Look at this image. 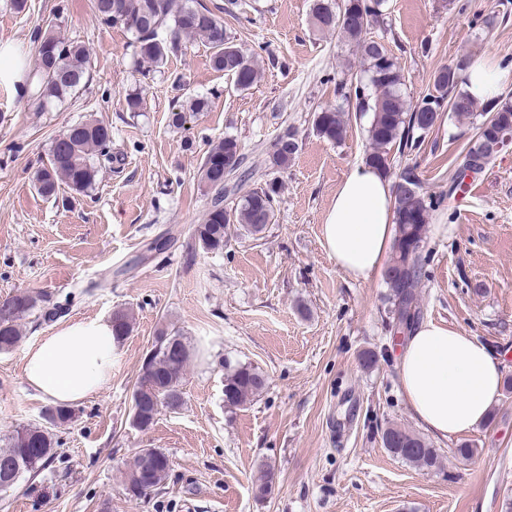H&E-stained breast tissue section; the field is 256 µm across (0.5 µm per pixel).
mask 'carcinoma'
<instances>
[{"instance_id": "carcinoma-1", "label": "carcinoma", "mask_w": 512, "mask_h": 512, "mask_svg": "<svg viewBox=\"0 0 512 512\" xmlns=\"http://www.w3.org/2000/svg\"><path fill=\"white\" fill-rule=\"evenodd\" d=\"M381 6L382 0H342L338 5L331 0H315L312 15L318 29L335 31L355 43L367 64L368 81L374 93L366 95L364 87L358 84L354 95L359 110L372 113L368 129L371 151L365 162L385 175L389 170L390 145L397 142L404 149L416 148L424 134L436 125L440 111L446 109L459 120L468 119L473 116L474 104L465 93L456 91L459 72L449 65L436 71L431 92L413 106L407 103L401 93L403 76L394 57L382 43L364 37L370 22L380 14ZM93 8L104 24L121 28L133 36L134 56L141 62L160 67L167 62L169 53L178 50L181 38H198L212 50L214 69L231 77L238 89L246 90L257 82L258 69L224 30L222 4L209 8L196 0H93ZM56 28L55 22L39 26L34 36L40 76L36 97L42 102L67 99L84 83L87 73L85 45L66 39L56 33ZM209 110L210 100L196 96L187 105L173 108L169 122L181 128L186 122V113ZM483 117L474 144L451 177L453 191L462 186L470 158L482 159V169L493 161L494 156L486 153V142L501 130H512V104L493 100ZM314 126L322 138L338 142L346 133L347 118L345 113L328 108L315 114ZM110 141L111 130L101 122L90 120L72 125L62 138L52 141L49 164L35 171L33 182L38 193L55 197L64 185L74 193L89 194L102 167L112 162V155L107 151ZM239 150L237 139L226 137L211 146L200 168V182L212 190V198L204 222L195 225L193 235L198 246L207 253L224 251L232 227L256 238L266 232L274 219V203L279 194L277 183L249 188L246 176L241 173L231 187L224 186V167ZM296 151L294 138L286 134L279 138L269 156V164L276 170H284ZM403 183L408 188L396 199V233L384 280L394 319L410 328L420 316L416 288L425 265L422 244L437 201L422 194L414 178L406 176ZM229 190L239 194L236 207L231 210L224 208V193ZM66 311L64 305L38 294L27 293L20 299H9L7 315L0 314V351H8L19 342L22 320L36 314L45 321H52ZM132 328L129 312L115 311L116 339L123 340ZM189 358V348L179 333L163 330L156 337L155 344L146 353L132 394V413L140 419L139 429H150L161 409L176 411L183 406L182 387ZM266 386V376L258 368L250 364H228L224 374V403L229 407L245 405L262 394ZM382 444L394 456L419 467L441 465L436 449L404 427H387L382 433ZM52 451L53 440L47 430L26 427L16 431L8 447L0 450V494L14 489L24 473L44 465ZM168 474V468H156L154 482L140 483L134 468L129 467L124 472V484H139L140 495L146 496L160 492Z\"/></svg>"}]
</instances>
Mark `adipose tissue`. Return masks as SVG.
I'll return each instance as SVG.
<instances>
[{"label":"adipose tissue","mask_w":512,"mask_h":512,"mask_svg":"<svg viewBox=\"0 0 512 512\" xmlns=\"http://www.w3.org/2000/svg\"><path fill=\"white\" fill-rule=\"evenodd\" d=\"M505 79L502 71L478 58L468 67L466 92L472 99L489 100L498 95ZM394 226L390 182L368 164H357L327 213V251L351 278L369 280L391 249ZM117 347L111 320H77L26 349L24 376L45 398L68 407L110 381ZM398 362L408 409L428 432L447 438L487 423L503 378V366L489 346L429 321L404 340Z\"/></svg>","instance_id":"1"}]
</instances>
